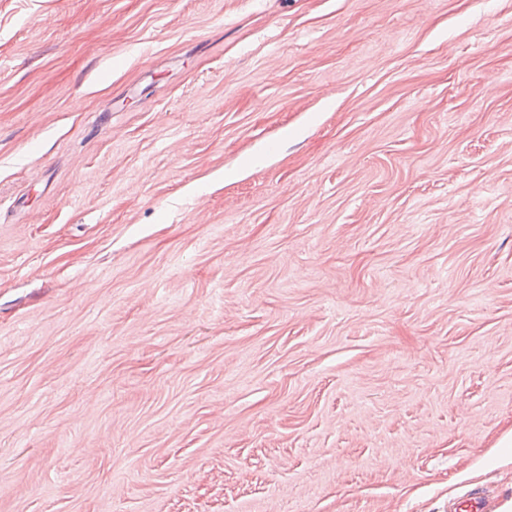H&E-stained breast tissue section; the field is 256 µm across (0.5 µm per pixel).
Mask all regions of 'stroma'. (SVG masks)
<instances>
[{"mask_svg":"<svg viewBox=\"0 0 512 512\" xmlns=\"http://www.w3.org/2000/svg\"><path fill=\"white\" fill-rule=\"evenodd\" d=\"M512 0H0V512H512ZM491 507V498L486 492L468 491L454 505L453 512H488Z\"/></svg>","mask_w":512,"mask_h":512,"instance_id":"35a3bbf8","label":"stroma"}]
</instances>
